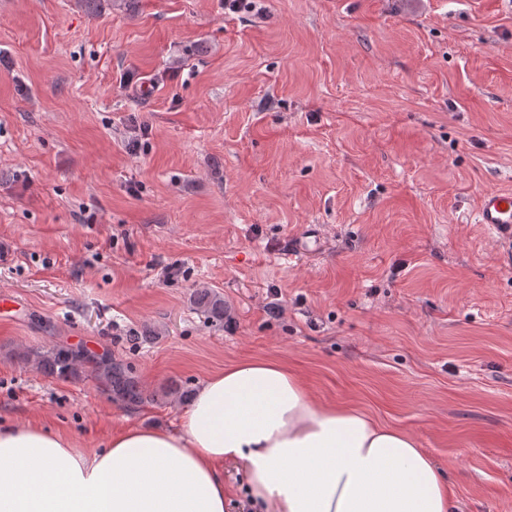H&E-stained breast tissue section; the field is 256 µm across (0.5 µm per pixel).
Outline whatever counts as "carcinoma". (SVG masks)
<instances>
[{"mask_svg": "<svg viewBox=\"0 0 512 512\" xmlns=\"http://www.w3.org/2000/svg\"><path fill=\"white\" fill-rule=\"evenodd\" d=\"M194 304L212 320H224L223 296L204 288L195 293ZM18 358L23 364L58 379L89 375L112 400L125 406H139L151 398L132 368L108 353L97 354L83 347L26 348L18 353Z\"/></svg>", "mask_w": 512, "mask_h": 512, "instance_id": "1", "label": "carcinoma"}]
</instances>
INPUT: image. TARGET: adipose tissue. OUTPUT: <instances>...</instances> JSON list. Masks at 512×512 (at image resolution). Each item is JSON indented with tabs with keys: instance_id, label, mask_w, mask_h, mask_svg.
<instances>
[{
	"instance_id": "adipose-tissue-1",
	"label": "adipose tissue",
	"mask_w": 512,
	"mask_h": 512,
	"mask_svg": "<svg viewBox=\"0 0 512 512\" xmlns=\"http://www.w3.org/2000/svg\"><path fill=\"white\" fill-rule=\"evenodd\" d=\"M242 462L258 512H453L445 475L409 432L315 401L274 359L209 375L176 429L129 427L106 448L0 427V512H227ZM243 473L239 464L224 465V487L229 500L228 512H242V504L247 500Z\"/></svg>"
}]
</instances>
